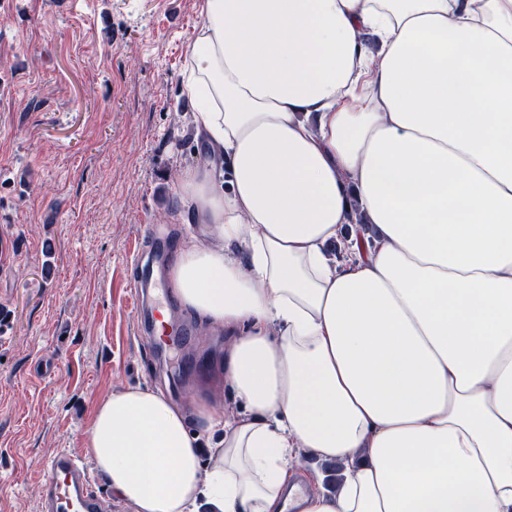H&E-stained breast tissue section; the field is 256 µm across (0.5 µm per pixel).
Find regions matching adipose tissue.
I'll list each match as a JSON object with an SVG mask.
<instances>
[{"label": "adipose tissue", "instance_id": "obj_1", "mask_svg": "<svg viewBox=\"0 0 512 512\" xmlns=\"http://www.w3.org/2000/svg\"><path fill=\"white\" fill-rule=\"evenodd\" d=\"M199 16L184 88L210 157L179 194L213 241L183 240L167 281L228 332L249 418L112 396L86 443L113 493L137 512H512V0Z\"/></svg>", "mask_w": 512, "mask_h": 512}]
</instances>
